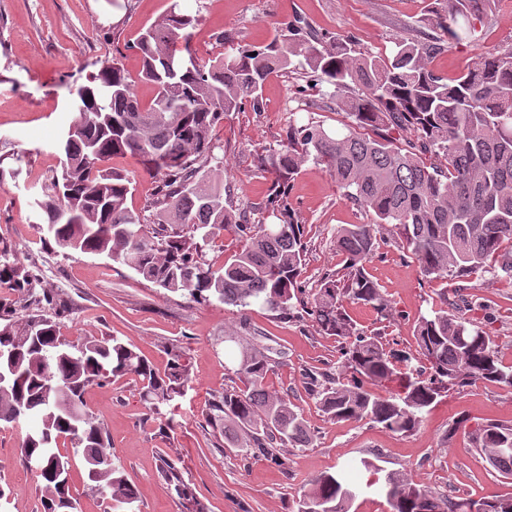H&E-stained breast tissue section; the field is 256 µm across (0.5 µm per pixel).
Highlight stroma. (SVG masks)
Masks as SVG:
<instances>
[{
    "label": "stroma",
    "instance_id": "1",
    "mask_svg": "<svg viewBox=\"0 0 512 512\" xmlns=\"http://www.w3.org/2000/svg\"><path fill=\"white\" fill-rule=\"evenodd\" d=\"M434 0H0V157L22 154L18 176L0 185V247L38 280L36 295L18 308V317L42 313L38 298L54 296L60 331L68 339L115 336L130 344L158 372L181 354L191 380L184 396L152 415L141 383L126 376L88 389L86 409L109 439L112 457L138 491L136 512H297L310 479L356 470L361 459L384 471L402 472L433 491L479 500L512 494L473 447L468 432L490 420L512 422V389L479 382L450 390L408 435L394 434L369 420L335 421L306 390L302 374L313 369L345 376L340 343L318 332L307 314L324 277L343 280L345 257L336 232L368 224L370 213L345 200L334 179L306 160L290 184L289 202L305 229L302 293L287 312L253 305L244 309L219 301L195 302L187 292H170L143 280L105 256L57 255L40 250L34 200L46 175L58 169L56 142L73 119L69 91L110 61L138 74L134 44L142 30L170 8L197 16L191 46L210 61L244 46L271 41L277 23L302 19L323 36L355 38L361 50L391 55L397 43L413 38ZM471 40L451 43L432 56L430 67L447 79L471 69L485 54L512 44V0H496L489 19L474 24ZM318 124L346 132L352 118L336 104L328 84L309 87L296 71H279L264 82L259 109L244 106L212 132L223 162L224 184L234 212L267 224L273 177L261 154L288 142V130ZM114 167L135 172L127 204L153 224L150 202L158 180L130 157ZM378 248L365 265L389 305L388 315L371 306L346 303L356 327L381 337L386 349L412 351L420 316L446 301L464 297L465 317L491 336L504 365H512V279L491 272L464 279L432 281L395 233L381 231ZM266 337L277 365L268 386L298 406L311 431L306 447L283 451L280 461L249 459L207 427L204 415L215 395L238 386L228 359L227 337ZM467 417L468 431L448 427ZM21 428H0V488L8 501L0 512H43L39 480L23 465ZM172 463L184 485L177 494L161 469Z\"/></svg>",
    "mask_w": 512,
    "mask_h": 512
}]
</instances>
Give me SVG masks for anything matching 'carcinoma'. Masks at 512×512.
Instances as JSON below:
<instances>
[{
  "instance_id": "cac0c4a2",
  "label": "carcinoma",
  "mask_w": 512,
  "mask_h": 512,
  "mask_svg": "<svg viewBox=\"0 0 512 512\" xmlns=\"http://www.w3.org/2000/svg\"><path fill=\"white\" fill-rule=\"evenodd\" d=\"M427 25L438 30L399 44L380 57L352 38L325 44L296 19L284 22L262 47H244L212 63L172 71L168 59L192 55L196 17L175 9L146 27L134 48L142 58L139 78L155 87L143 102L135 80L116 61L104 64L73 92V122L58 142L60 168L35 199L41 246L63 255H107L145 281L170 292L185 290L197 302L260 304L287 311L297 297L304 261V225L288 202V188L308 156L336 181L342 196L372 214L371 224L337 231L346 255L347 279H328L311 309L320 332L341 340L344 382L324 372L304 374L307 390L338 421L368 418L400 434L416 431L438 398L455 387L490 382L512 388V366L497 344L461 313L458 303L416 324L415 352L386 350L377 336L358 332L344 302L388 304L363 263L376 251L379 230L391 226L403 248L431 280L464 278L490 269L512 278V45L480 57L453 82L435 74L428 57L450 42L469 37L472 20L492 12L494 0H441ZM294 64L306 82L336 89L338 106L354 120L345 134L319 125L288 131V145L261 158L275 176L269 199L275 224H251L235 215L219 179L212 143L214 127L245 102L260 107L259 91L275 71ZM372 130L374 135L367 134ZM406 132L399 140L390 132ZM129 156L159 178L155 222L149 227L126 201L134 176L109 166ZM234 225L241 249L218 269L199 254ZM28 297L30 272L12 251L0 249V284ZM0 370L15 381L0 387V423L28 426L21 458L43 459L39 474L43 512H74L68 473L71 457L98 468L92 489L112 508L133 506L137 491L114 462L102 427L86 410L93 385L135 375L142 399L158 412L189 381L175 357L160 374L138 352L115 337L67 341L44 314L14 320L0 304ZM272 348L256 341L238 347L235 374L241 385L224 390L205 415L212 430L234 436L246 455L277 461L287 446L308 443L300 412L266 386L276 361ZM397 381L398 391L381 394ZM473 447L501 475L512 478V424L489 421L471 432ZM393 489L391 512H512V495L480 501L432 492L403 473L390 472L377 489ZM360 487L344 472L323 473L297 503V512H349Z\"/></svg>"
}]
</instances>
